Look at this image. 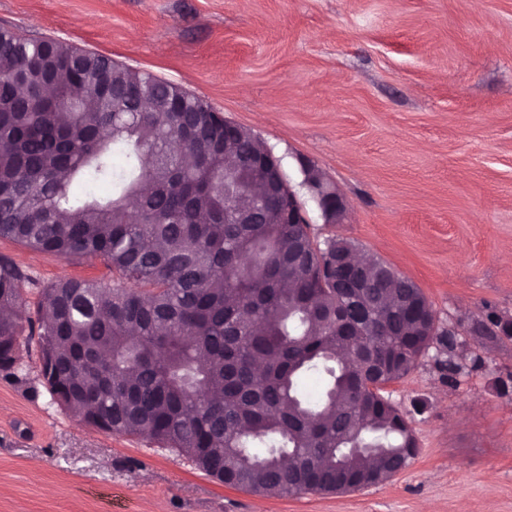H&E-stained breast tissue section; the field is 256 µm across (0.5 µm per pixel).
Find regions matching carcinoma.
Instances as JSON below:
<instances>
[{
	"instance_id": "obj_1",
	"label": "carcinoma",
	"mask_w": 512,
	"mask_h": 512,
	"mask_svg": "<svg viewBox=\"0 0 512 512\" xmlns=\"http://www.w3.org/2000/svg\"><path fill=\"white\" fill-rule=\"evenodd\" d=\"M45 70L71 111L44 97ZM103 79L144 95L114 112ZM173 91L108 56L0 28V240L116 274L40 291L43 386L83 422L147 435L230 488L293 496L392 478L417 452L385 387L455 336L374 255L336 297L329 279L336 251L354 249L347 239L319 248L307 224L224 223V211L265 198L247 167L257 142L242 138L224 161V115L171 112ZM24 282L34 279L0 258V371L13 377Z\"/></svg>"
}]
</instances>
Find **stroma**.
<instances>
[{
  "label": "stroma",
  "instance_id": "35a3bbf8",
  "mask_svg": "<svg viewBox=\"0 0 512 512\" xmlns=\"http://www.w3.org/2000/svg\"><path fill=\"white\" fill-rule=\"evenodd\" d=\"M0 27L50 37L182 86L250 129L292 187L301 164L346 204V238L422 288L463 369L437 348L387 386L419 453L381 484L295 496L243 491L144 436L53 404L36 342L0 371V512H512V0H0ZM29 270L24 320L63 277L111 280L0 240Z\"/></svg>",
  "mask_w": 512,
  "mask_h": 512
}]
</instances>
